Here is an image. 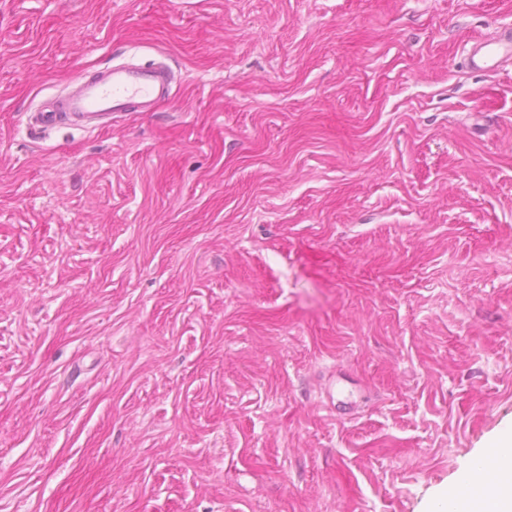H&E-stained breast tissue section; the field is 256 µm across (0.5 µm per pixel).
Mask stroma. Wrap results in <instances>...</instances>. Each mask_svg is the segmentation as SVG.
I'll return each mask as SVG.
<instances>
[{
    "mask_svg": "<svg viewBox=\"0 0 512 512\" xmlns=\"http://www.w3.org/2000/svg\"><path fill=\"white\" fill-rule=\"evenodd\" d=\"M512 0H0V512H431L512 435ZM150 112L32 127L79 75ZM356 413H337V400ZM512 31L497 40L487 41L477 46L471 53V63L478 68H491L502 60H511Z\"/></svg>",
    "mask_w": 512,
    "mask_h": 512,
    "instance_id": "35a3bbf8",
    "label": "stroma"
}]
</instances>
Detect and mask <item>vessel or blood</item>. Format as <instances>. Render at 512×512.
Masks as SVG:
<instances>
[{
    "label": "vessel or blood",
    "mask_w": 512,
    "mask_h": 512,
    "mask_svg": "<svg viewBox=\"0 0 512 512\" xmlns=\"http://www.w3.org/2000/svg\"><path fill=\"white\" fill-rule=\"evenodd\" d=\"M511 58L512 31L480 44L471 53V63L478 68H491ZM164 86V74L151 67H106L82 80L76 93L59 100L53 111L36 113L34 121L43 128L81 126L149 101L163 92Z\"/></svg>",
    "instance_id": "b4317fda"
}]
</instances>
